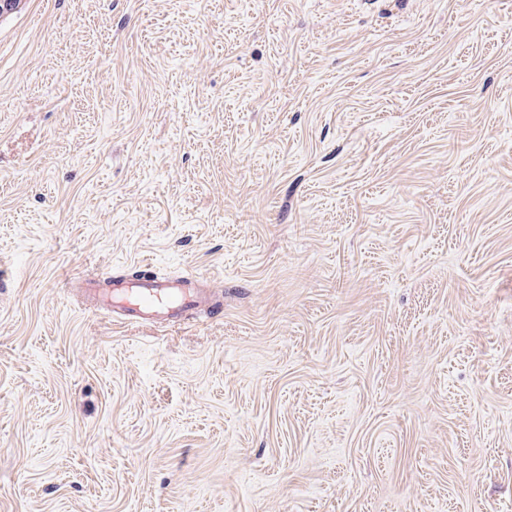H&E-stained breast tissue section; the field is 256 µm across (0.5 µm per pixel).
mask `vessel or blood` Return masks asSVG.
Wrapping results in <instances>:
<instances>
[{
	"label": "vessel or blood",
	"instance_id": "1",
	"mask_svg": "<svg viewBox=\"0 0 512 512\" xmlns=\"http://www.w3.org/2000/svg\"><path fill=\"white\" fill-rule=\"evenodd\" d=\"M89 295L103 305L105 312L139 323L165 320L181 322L205 300L194 278H156L124 286L110 280L91 283Z\"/></svg>",
	"mask_w": 512,
	"mask_h": 512
}]
</instances>
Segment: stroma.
I'll return each instance as SVG.
<instances>
[{"instance_id": "stroma-1", "label": "stroma", "mask_w": 512, "mask_h": 512, "mask_svg": "<svg viewBox=\"0 0 512 512\" xmlns=\"http://www.w3.org/2000/svg\"><path fill=\"white\" fill-rule=\"evenodd\" d=\"M0 512H512V0L0 17ZM89 280L88 283H91ZM89 296L105 306V312L138 323L157 320L180 323L205 300V293L189 276L156 278L139 285H117L93 279Z\"/></svg>"}]
</instances>
